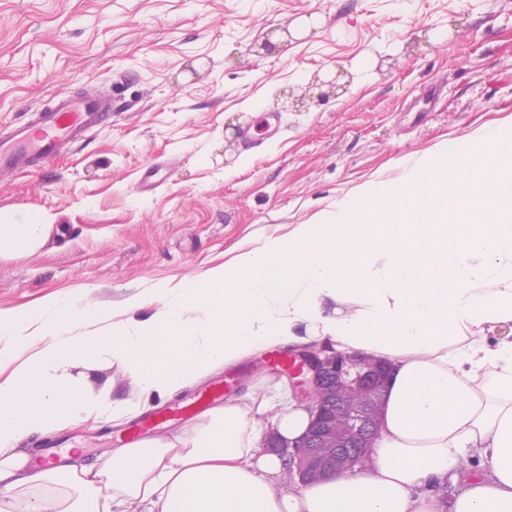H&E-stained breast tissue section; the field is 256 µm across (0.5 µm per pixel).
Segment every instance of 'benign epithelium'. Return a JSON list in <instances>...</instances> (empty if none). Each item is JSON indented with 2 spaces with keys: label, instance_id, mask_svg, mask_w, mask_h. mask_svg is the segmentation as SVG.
<instances>
[{
  "label": "benign epithelium",
  "instance_id": "1",
  "mask_svg": "<svg viewBox=\"0 0 512 512\" xmlns=\"http://www.w3.org/2000/svg\"><path fill=\"white\" fill-rule=\"evenodd\" d=\"M294 358L300 362L293 371L300 376L294 395L307 403L313 418L299 441L285 444L270 434L266 448L288 456L293 477L301 483L362 467L378 434L389 377L385 364L370 365L363 355L329 354L312 346L297 349ZM340 419L344 427L336 434Z\"/></svg>",
  "mask_w": 512,
  "mask_h": 512
}]
</instances>
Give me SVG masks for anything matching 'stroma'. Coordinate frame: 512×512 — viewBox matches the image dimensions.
I'll return each mask as SVG.
<instances>
[{
  "mask_svg": "<svg viewBox=\"0 0 512 512\" xmlns=\"http://www.w3.org/2000/svg\"><path fill=\"white\" fill-rule=\"evenodd\" d=\"M333 78L337 93L318 98L316 80ZM91 90L112 95L105 121L0 182L1 214L56 226L38 250L0 254V309L83 290L117 306L184 287L365 183H396L409 160L511 126L512 0H0V134ZM267 111L279 116L270 138L257 132ZM151 163L155 184L137 189ZM265 359L174 399L230 376L252 405L287 377ZM72 373L92 393L134 396L108 364ZM129 426L106 415L23 446L37 457L63 443L93 460Z\"/></svg>",
  "mask_w": 512,
  "mask_h": 512,
  "instance_id": "1",
  "label": "stroma"
}]
</instances>
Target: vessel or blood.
I'll list each match as a JSON object with an SVG mask.
<instances>
[{
    "instance_id": "vessel-or-blood-1",
    "label": "vessel or blood",
    "mask_w": 512,
    "mask_h": 512,
    "mask_svg": "<svg viewBox=\"0 0 512 512\" xmlns=\"http://www.w3.org/2000/svg\"><path fill=\"white\" fill-rule=\"evenodd\" d=\"M112 109L111 95L91 93L64 96L32 120L13 125L0 138V176H10L38 167L57 155L62 147L81 140L101 124ZM224 395L223 386L197 394L186 404L166 407L133 426L125 437L132 444L147 439L157 425L175 418L205 411Z\"/></svg>"
}]
</instances>
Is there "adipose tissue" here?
Returning a JSON list of instances; mask_svg holds the SVG:
<instances>
[{
  "instance_id": "obj_1",
  "label": "adipose tissue",
  "mask_w": 512,
  "mask_h": 512,
  "mask_svg": "<svg viewBox=\"0 0 512 512\" xmlns=\"http://www.w3.org/2000/svg\"><path fill=\"white\" fill-rule=\"evenodd\" d=\"M50 229L1 218L0 249L32 252ZM510 325L512 129L488 127L187 287L117 308L80 293L0 310V512H512ZM325 340L392 369L367 470L284 485L264 432L296 439L310 415L283 389L267 426L228 399L179 435L95 462L38 467L22 447L107 412L133 418L269 347ZM84 359L128 372L138 400L87 392L70 372ZM468 457L481 469L461 470ZM450 476L463 489L445 508L435 488Z\"/></svg>"
}]
</instances>
